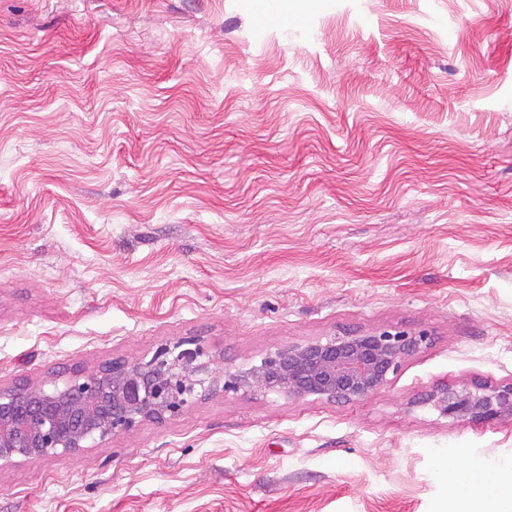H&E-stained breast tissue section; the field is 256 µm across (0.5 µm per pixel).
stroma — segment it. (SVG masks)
<instances>
[{
	"label": "stroma",
	"instance_id": "obj_1",
	"mask_svg": "<svg viewBox=\"0 0 512 512\" xmlns=\"http://www.w3.org/2000/svg\"><path fill=\"white\" fill-rule=\"evenodd\" d=\"M431 343L357 403L201 394L0 465V512H448L512 463V0H0V388L203 337ZM441 415L457 421L512 420V383L504 386L443 383L425 398Z\"/></svg>",
	"mask_w": 512,
	"mask_h": 512
}]
</instances>
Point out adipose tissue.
<instances>
[{"label": "adipose tissue", "instance_id": "1", "mask_svg": "<svg viewBox=\"0 0 512 512\" xmlns=\"http://www.w3.org/2000/svg\"><path fill=\"white\" fill-rule=\"evenodd\" d=\"M490 464L477 459L471 478H456L452 512H512V483L505 485L488 475Z\"/></svg>", "mask_w": 512, "mask_h": 512}]
</instances>
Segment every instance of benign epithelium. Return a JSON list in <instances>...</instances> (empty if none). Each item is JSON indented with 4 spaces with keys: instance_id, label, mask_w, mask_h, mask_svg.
Masks as SVG:
<instances>
[{
    "instance_id": "obj_1",
    "label": "benign epithelium",
    "mask_w": 512,
    "mask_h": 512,
    "mask_svg": "<svg viewBox=\"0 0 512 512\" xmlns=\"http://www.w3.org/2000/svg\"><path fill=\"white\" fill-rule=\"evenodd\" d=\"M428 345V336L404 331L350 329L283 346L260 363L217 372L199 336H185L112 369L48 389H0V463L36 460L52 451L73 453L99 438L134 431L145 421L162 425L192 405L196 387L216 393H277L354 403L386 387L404 362ZM458 421L512 420V383H443L425 398Z\"/></svg>"
}]
</instances>
